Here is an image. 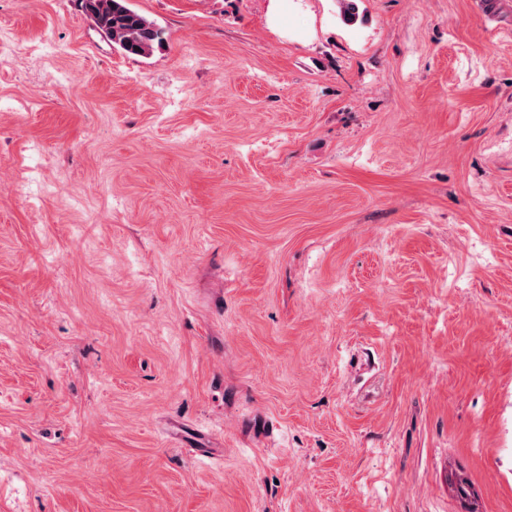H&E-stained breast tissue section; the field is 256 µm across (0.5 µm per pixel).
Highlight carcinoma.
Returning a JSON list of instances; mask_svg holds the SVG:
<instances>
[{"instance_id":"cac0c4a2","label":"carcinoma","mask_w":512,"mask_h":512,"mask_svg":"<svg viewBox=\"0 0 512 512\" xmlns=\"http://www.w3.org/2000/svg\"><path fill=\"white\" fill-rule=\"evenodd\" d=\"M95 28L125 54L147 57L163 44L158 25L132 9L127 0H77Z\"/></svg>"}]
</instances>
